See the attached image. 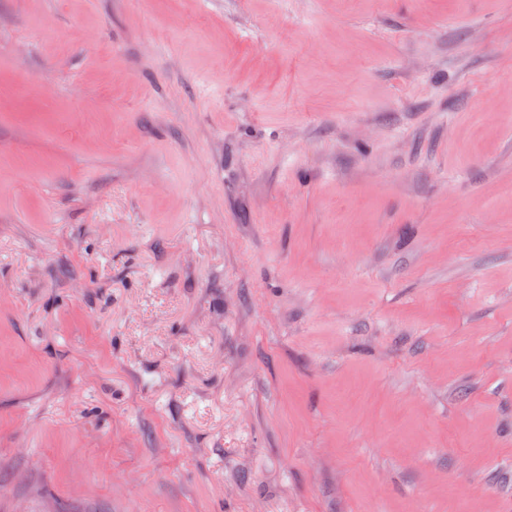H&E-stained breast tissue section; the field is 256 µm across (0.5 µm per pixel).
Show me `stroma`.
<instances>
[{
    "label": "stroma",
    "mask_w": 512,
    "mask_h": 512,
    "mask_svg": "<svg viewBox=\"0 0 512 512\" xmlns=\"http://www.w3.org/2000/svg\"><path fill=\"white\" fill-rule=\"evenodd\" d=\"M0 512H512V0H0Z\"/></svg>",
    "instance_id": "35a3bbf8"
}]
</instances>
